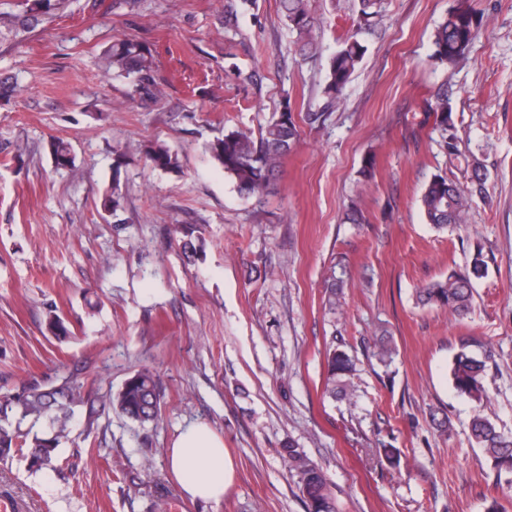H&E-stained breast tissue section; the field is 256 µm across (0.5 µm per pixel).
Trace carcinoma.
Instances as JSON below:
<instances>
[{
	"instance_id": "obj_1",
	"label": "carcinoma",
	"mask_w": 512,
	"mask_h": 512,
	"mask_svg": "<svg viewBox=\"0 0 512 512\" xmlns=\"http://www.w3.org/2000/svg\"><path fill=\"white\" fill-rule=\"evenodd\" d=\"M62 3L63 0H24L22 20L13 31L35 27L40 17ZM279 3L289 31L296 35V53L304 59L321 55L322 40L316 35L318 21L312 0H279ZM358 5L359 24L356 30L343 41L329 60L322 93L332 105L340 100L364 56L365 47L359 34L380 15L381 0H358ZM480 24V16L468 0H456L446 18L436 28L432 40V59L446 67L464 60ZM105 60L113 74L131 80L130 98H153L160 93L156 81V58L151 49L141 42L132 38L114 42L106 50ZM426 109L433 113L434 131L438 133L440 146L450 157L463 156L452 112L448 107V93L444 91L426 102ZM299 137V126L290 107L286 105L259 129L258 135L241 131L227 132L223 138L209 145L208 152L240 193L262 196L269 193L275 172L279 171L282 160L291 152ZM52 152L56 164L61 167L73 162L71 144L63 139L53 141ZM147 160L153 168L159 170L180 168L178 155L164 145L151 148L147 152ZM485 195V176L475 165L466 186L440 174L433 176L421 194L420 207L426 223L437 230H444L465 223L473 198ZM174 233L182 235L180 247L186 258H194L203 253L205 240L202 237L193 236V231L181 225L174 227ZM486 273V261L482 252L478 251L465 268L452 270L446 278L421 289L418 301L423 306L444 307L457 316H464L471 305L473 281L483 278ZM472 346V338H460L451 367V381L458 393L480 405L486 399L483 376L494 355L492 351L486 350L478 356L472 351ZM374 347L376 351L373 355L379 363L389 365L395 353L389 338L380 336ZM354 372L355 366L350 356L343 350H333L328 360L325 392L333 399L348 397L353 390ZM109 402L132 421L142 425L157 422L161 414L158 375L147 368L134 372L118 392L109 397ZM72 403L73 390L66 382L48 390H42L34 384L19 395L1 396L0 459L13 452H26L38 466L52 465L55 450L60 439L65 436ZM49 414L53 415V421L59 423L58 429L49 435H36L32 440H27L28 434L21 430L22 422L28 418L36 422ZM469 429L472 440L482 448L494 468L500 473H512V436L502 432L478 411L472 416ZM280 454L287 462L289 471L298 478L299 492L308 512H337L336 498L322 468L291 443L284 446Z\"/></svg>"
}]
</instances>
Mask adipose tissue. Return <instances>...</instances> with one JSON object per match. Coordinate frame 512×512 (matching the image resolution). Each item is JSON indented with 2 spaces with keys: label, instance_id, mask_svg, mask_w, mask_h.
<instances>
[{
  "label": "adipose tissue",
  "instance_id": "1",
  "mask_svg": "<svg viewBox=\"0 0 512 512\" xmlns=\"http://www.w3.org/2000/svg\"><path fill=\"white\" fill-rule=\"evenodd\" d=\"M168 468L191 500L220 501L234 478L224 440L204 424L186 427L174 440Z\"/></svg>",
  "mask_w": 512,
  "mask_h": 512
}]
</instances>
